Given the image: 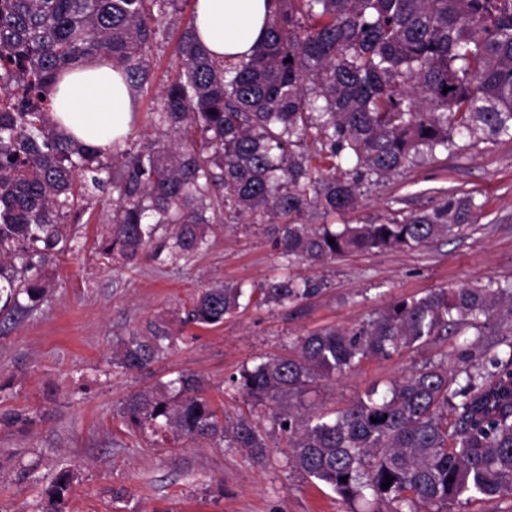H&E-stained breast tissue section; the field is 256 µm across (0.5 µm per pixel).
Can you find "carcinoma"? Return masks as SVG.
I'll return each instance as SVG.
<instances>
[{"instance_id":"1","label":"carcinoma","mask_w":512,"mask_h":512,"mask_svg":"<svg viewBox=\"0 0 512 512\" xmlns=\"http://www.w3.org/2000/svg\"><path fill=\"white\" fill-rule=\"evenodd\" d=\"M191 0H0V94L19 77L15 112H0V323L43 301L51 265L73 240L88 202L112 192L101 244L107 261L166 252L185 258L224 215L264 214L290 260L419 248L474 221L467 194L401 221L310 229L304 218L355 208L361 189L458 140L512 139V0H274L265 40L232 65L180 33L179 64L151 123L161 138L141 148L126 135L106 156L50 119L63 73L100 56L121 67L132 97L152 81L148 57ZM448 92H443L444 88ZM169 233L156 238L157 226ZM334 244H329V241ZM322 283L283 277L247 292L201 290L186 321L217 326L241 307L288 306ZM26 298L22 303L20 298ZM512 324V281L434 289L400 298L375 318L301 336L295 353L230 375L229 386L275 412L295 465L343 502L390 512H449L461 500L512 496V339L456 371L425 367L381 392L373 387L333 416L305 412L311 384L369 358L388 359L434 336L484 335L490 317ZM173 342L149 323L122 343L116 365L142 372ZM193 376L131 394L120 416L157 435L174 428L264 459L252 424L224 418ZM390 487L382 488L387 478ZM60 469L50 509L70 491Z\"/></svg>"}]
</instances>
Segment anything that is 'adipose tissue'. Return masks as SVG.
I'll return each instance as SVG.
<instances>
[{
	"mask_svg": "<svg viewBox=\"0 0 512 512\" xmlns=\"http://www.w3.org/2000/svg\"><path fill=\"white\" fill-rule=\"evenodd\" d=\"M272 0H196L202 44L219 61H237L266 36ZM51 120L102 153L130 130L133 99L119 68L90 58L68 73L52 95Z\"/></svg>",
	"mask_w": 512,
	"mask_h": 512,
	"instance_id": "obj_1",
	"label": "adipose tissue"
}]
</instances>
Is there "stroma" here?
I'll return each instance as SVG.
<instances>
[{"label": "stroma", "mask_w": 512, "mask_h": 512, "mask_svg": "<svg viewBox=\"0 0 512 512\" xmlns=\"http://www.w3.org/2000/svg\"><path fill=\"white\" fill-rule=\"evenodd\" d=\"M187 21L184 15L175 20L169 38L152 50L154 83L136 100L131 126L141 142L157 137L150 112ZM464 193L482 205L475 224L416 250L354 253L316 264L288 261L275 248L270 225L232 218L212 227L192 257L109 262L97 249L111 200L93 203L72 250L53 265L44 300L0 334V411L17 409L32 419L25 427L0 425V512H42L43 491L63 467L74 472L65 512H345L336 493L293 464L271 410L230 390L227 380L242 367L293 350L298 337L370 320L398 298L512 280V140L418 160L367 187L356 209L327 220L314 215L309 223L402 220ZM287 274L321 282V293L290 308L245 304L215 327L184 321L201 289H250ZM151 322L174 341L150 371L114 366V351ZM463 342L436 336L389 359L365 360L316 380L304 401L316 413L332 414L369 388L421 368H460ZM181 374L200 379L227 422L245 419L258 427L267 444L264 460L227 441L216 445L173 432L158 437L122 424L125 398Z\"/></svg>", "instance_id": "35a3bbf8"}]
</instances>
